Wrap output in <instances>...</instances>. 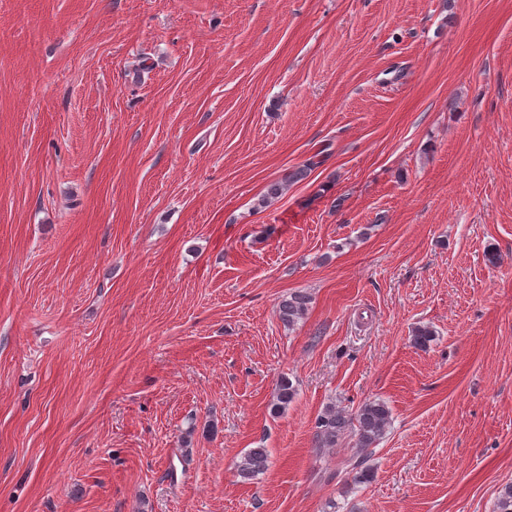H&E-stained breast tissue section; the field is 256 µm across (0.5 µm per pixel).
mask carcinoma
<instances>
[{
	"instance_id": "1",
	"label": "carcinoma",
	"mask_w": 512,
	"mask_h": 512,
	"mask_svg": "<svg viewBox=\"0 0 512 512\" xmlns=\"http://www.w3.org/2000/svg\"><path fill=\"white\" fill-rule=\"evenodd\" d=\"M307 296L293 293L281 300L279 318L288 325H294L305 313ZM296 389L290 379L279 381L275 401L271 411L279 413L293 402ZM390 423V409L381 400L367 401L351 415H345L333 407L327 408L315 422V448H334L348 435L356 437L355 452L347 460L356 483H369L374 479V471L366 466L372 449L382 439ZM268 455L264 448L249 450L238 465L241 477L249 479L266 469ZM493 512H512V484L503 486L494 502Z\"/></svg>"
}]
</instances>
